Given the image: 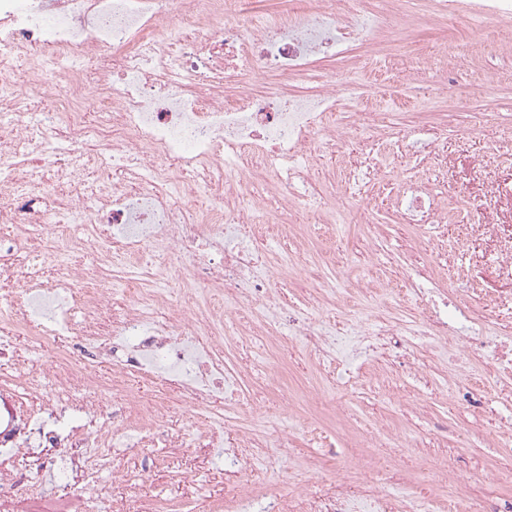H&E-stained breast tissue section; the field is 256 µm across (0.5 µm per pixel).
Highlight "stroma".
<instances>
[{
    "label": "stroma",
    "mask_w": 512,
    "mask_h": 512,
    "mask_svg": "<svg viewBox=\"0 0 512 512\" xmlns=\"http://www.w3.org/2000/svg\"><path fill=\"white\" fill-rule=\"evenodd\" d=\"M367 2L387 16V28L345 54L320 60L307 74L289 76L287 84L306 92L332 81L343 97L352 86L366 85L371 97L395 112L402 134L418 138L438 129L440 156L397 161L379 154L372 159L379 179L367 196L326 213L318 202L302 201L291 217L295 229L280 249L288 267L281 283L288 297L283 320L308 316V285L327 282L351 290L362 282L371 292L355 296L345 318L371 323L399 314L412 324V335L393 336L383 354L368 345L343 348L341 359L363 372L349 388L320 374L299 341L289 344L283 357L292 392L299 396L311 386L339 400L326 423L328 442L303 434L301 421L278 405L270 380L256 369L246 393L262 401L288 433L290 446L277 455L249 448L234 466L220 449L180 446L174 434L190 426L176 406L138 453L113 447L95 488L59 479L45 488L3 489L0 512H127L153 503L166 512H213L238 474L273 481L288 494L300 486L318 496L332 476L331 462L355 454L357 435H373L379 427L401 444L369 451L387 477V493L425 497L434 488L431 468L443 461L449 475L469 480L474 497L503 512L512 505V445L501 441L512 431V395L506 393L512 378L484 384L481 395L470 393L481 367L504 342L497 324L512 323V276L500 269L492 239L477 234L464 242L457 233L461 224L512 225V204L498 194L512 188V14L474 13L452 27L433 0ZM464 86L479 88V95L459 99ZM391 125L351 127L343 151L318 161L315 178L326 190L337 189L362 142L392 135ZM401 182L425 183L456 222L445 228L400 223L395 195ZM476 288L487 300L482 321L459 322L465 349L444 346L422 324L424 305L462 304ZM417 357L424 360L419 374L406 364ZM163 395L176 397L129 375L123 388L103 397L99 417L122 421L126 400L149 407Z\"/></svg>",
    "instance_id": "35a3bbf8"
}]
</instances>
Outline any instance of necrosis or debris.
<instances>
[{"mask_svg": "<svg viewBox=\"0 0 512 512\" xmlns=\"http://www.w3.org/2000/svg\"><path fill=\"white\" fill-rule=\"evenodd\" d=\"M343 14L326 0H301L275 19L243 12V0H0V112L16 121L0 129V185L11 184L0 208V278L11 285V310L0 319V385H21V395L0 394V455L27 456L52 449L50 476L84 475L90 460L104 461L113 443L144 447L163 425L167 407L126 405L127 424L99 422L98 383L87 373L98 357L111 356L110 386L131 373L174 386L195 413L194 428L209 446L287 447L277 425H259L261 409L237 392L248 364L233 367L224 352V322L237 319L247 341L278 359L289 336L300 337L318 367L331 371L338 336L386 335L398 323L375 328L344 323L329 314L351 295L320 289L311 305L320 317L284 330L285 296L272 247L286 236L289 216L304 192L319 193L312 170L319 153L345 145L346 120L334 119L336 88L313 94L267 83L268 74L305 73L319 58L359 40L383 20H366L364 0H347ZM35 51L19 67L21 51ZM108 62L86 69V62ZM54 97L53 112L26 113L20 90ZM95 101L96 116L86 104ZM56 182L29 180V164L44 140ZM110 169V186L89 176ZM270 179L272 192L244 190ZM211 193L196 212L184 200ZM406 224L438 217L423 185L399 192ZM177 294L166 288L174 271ZM125 286L124 304L111 328L101 309L110 304L104 281ZM33 334L48 346L44 360L21 367L17 337ZM77 336L88 352L75 358L67 342ZM233 395L238 421L208 408ZM78 409L86 428L59 432L57 423ZM441 494L425 502L398 500L379 483L354 486L334 479L326 497L305 489L284 494L239 482L224 512H241L244 500L263 495L266 512H492L471 497L463 478L440 469Z\"/></svg>", "mask_w": 512, "mask_h": 512, "instance_id": "4bbe7bcc", "label": "necrosis or debris"}]
</instances>
